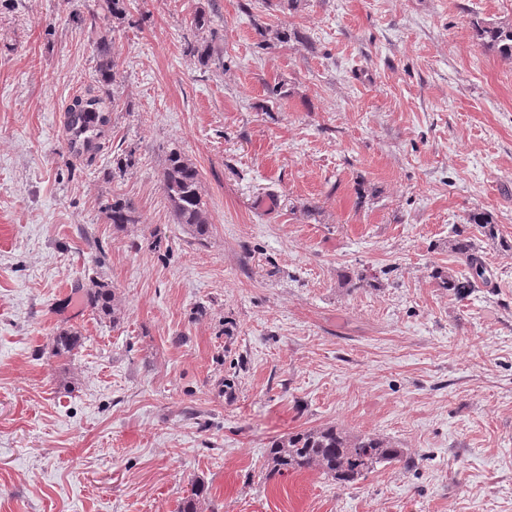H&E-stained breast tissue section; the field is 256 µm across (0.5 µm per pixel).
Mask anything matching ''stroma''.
<instances>
[{
  "label": "stroma",
  "instance_id": "obj_1",
  "mask_svg": "<svg viewBox=\"0 0 512 512\" xmlns=\"http://www.w3.org/2000/svg\"><path fill=\"white\" fill-rule=\"evenodd\" d=\"M93 5L0 0V512H178L196 480L206 512H512V60L473 36L512 0H132L95 29ZM200 8L223 65L183 51ZM105 30L121 107L79 161L65 112ZM173 149L202 242L162 189ZM116 193L140 223L110 224ZM459 230L489 278L462 301L433 276ZM331 424L412 463L268 476L273 438ZM173 223L182 224L198 241L205 240L212 227L200 195V172L180 151L172 150L161 178ZM86 306L99 318H112V323L120 319V309L112 285L108 282H94L85 295ZM81 345V337L77 331L71 329H60L52 340L53 356L59 358H70L75 354Z\"/></svg>",
  "mask_w": 512,
  "mask_h": 512
}]
</instances>
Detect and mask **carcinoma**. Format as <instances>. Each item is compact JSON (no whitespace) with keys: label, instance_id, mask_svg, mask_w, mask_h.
Returning a JSON list of instances; mask_svg holds the SVG:
<instances>
[{"label":"carcinoma","instance_id":"obj_1","mask_svg":"<svg viewBox=\"0 0 512 512\" xmlns=\"http://www.w3.org/2000/svg\"><path fill=\"white\" fill-rule=\"evenodd\" d=\"M130 0H97V8L89 10V21L97 27L101 18L112 17L121 20L127 17ZM478 44L504 58H512V24L479 23L475 26ZM184 52L197 58L207 66L216 61L224 67V59L214 58L211 42L195 40L186 42ZM99 58L96 70V87H105L116 82L119 76L120 56L112 36L104 34L95 43ZM101 98L90 92L77 96L68 106L65 133L70 149L77 155L90 154L98 148V140L109 123L108 114L103 112ZM163 190L170 206L172 221L187 228L198 241L205 240L212 227L200 195V172L181 152L172 150L166 159L161 178ZM108 219L117 229L127 224L140 223L134 204L119 195L112 196V203L106 206ZM468 223L478 224L486 236L498 237L497 225L484 212L470 214ZM464 270H437L434 277L439 286L448 290V296L463 300L476 288L488 283L487 267L476 244L459 234L449 243ZM86 306L93 314L109 318L112 322L120 319V309L112 285L94 282L85 295ZM81 345L78 332L71 329L57 331L52 340L53 355L69 358ZM404 452L388 441L374 434L351 436L335 426H325L290 432L270 444L268 449V475H285L315 470L338 484L353 483L366 477L382 464L399 463ZM209 498V487L193 483L190 494L182 499L180 512H202V504Z\"/></svg>","mask_w":512,"mask_h":512}]
</instances>
